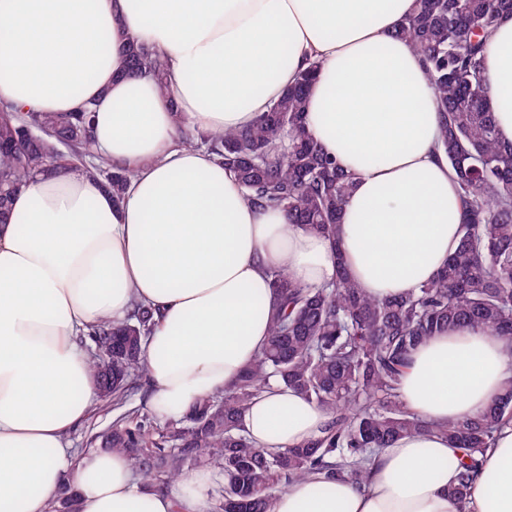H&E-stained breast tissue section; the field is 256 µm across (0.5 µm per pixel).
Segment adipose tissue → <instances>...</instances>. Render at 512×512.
Instances as JSON below:
<instances>
[{
  "instance_id": "adipose-tissue-1",
  "label": "adipose tissue",
  "mask_w": 512,
  "mask_h": 512,
  "mask_svg": "<svg viewBox=\"0 0 512 512\" xmlns=\"http://www.w3.org/2000/svg\"><path fill=\"white\" fill-rule=\"evenodd\" d=\"M414 0H0V102L33 112L89 106L93 148L134 170L116 203L83 169L28 179L0 224V512H48L63 488L75 512H211L212 475L165 491L125 455L68 442L100 401L86 347L100 319L151 309L148 403L178 419L223 392L265 346L277 304L270 273L333 280L330 241L259 211L180 127L251 126L319 62L307 122L354 175L339 237L350 277L373 298L431 280L459 247L455 172L437 152L436 99L397 37ZM136 37L167 65V92L125 70ZM483 79L500 139L512 142V14L486 50ZM512 378V347L490 331L449 329L419 344L403 403L444 424L483 411ZM329 412L272 384L242 424L259 448L318 437ZM459 449L442 435L380 449L368 481L315 474L276 494L270 512H512V425L484 454L464 503L448 495Z\"/></svg>"
}]
</instances>
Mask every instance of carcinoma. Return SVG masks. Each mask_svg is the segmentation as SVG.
Instances as JSON below:
<instances>
[{
	"mask_svg": "<svg viewBox=\"0 0 512 512\" xmlns=\"http://www.w3.org/2000/svg\"><path fill=\"white\" fill-rule=\"evenodd\" d=\"M512 0H415L396 34L419 57L439 113L437 149L457 176L463 203L458 250L437 276L411 295L365 296L349 277L338 237L342 205L353 177L310 131L305 114L319 64L297 75L268 112L241 131L202 134L181 128L183 143L201 146L238 180L244 198L279 209L290 223L332 242L336 279L323 288L272 272L279 307L267 346L223 394L201 400L156 431L132 412L117 420L105 446L125 454L143 481H172L188 463L207 462L224 476L217 512H269L275 491L316 473L361 484L377 450L400 437L440 431L465 450L451 495L461 501L480 457L512 420V381L481 414L438 426L407 412L399 395L411 351L450 327L476 324L512 342V144L501 142L484 53ZM124 63L152 76L167 92L166 63L143 43L128 42ZM24 112L0 106V218L20 184L64 157L92 155L88 112ZM290 133L288 152L279 144ZM119 202L130 179L102 157L86 167ZM153 315L135 307L130 321L102 320L92 330L89 367L102 398L119 405L146 380L142 346ZM276 380L331 413L324 432L292 448H257L240 424L252 399Z\"/></svg>",
	"mask_w": 512,
	"mask_h": 512,
	"instance_id": "cac0c4a2",
	"label": "carcinoma"
}]
</instances>
